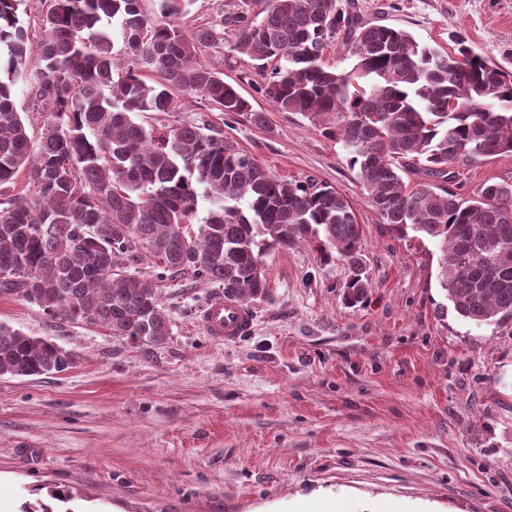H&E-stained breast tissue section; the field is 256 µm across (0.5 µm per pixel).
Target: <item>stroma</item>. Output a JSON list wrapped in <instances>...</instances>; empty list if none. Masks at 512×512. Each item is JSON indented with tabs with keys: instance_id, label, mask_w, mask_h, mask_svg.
<instances>
[{
	"instance_id": "1",
	"label": "stroma",
	"mask_w": 512,
	"mask_h": 512,
	"mask_svg": "<svg viewBox=\"0 0 512 512\" xmlns=\"http://www.w3.org/2000/svg\"><path fill=\"white\" fill-rule=\"evenodd\" d=\"M352 2L362 21L447 51L460 34L512 70V0ZM242 5L190 0L179 24L192 32ZM234 41L225 28L201 60L266 125L197 97L143 122L215 126L269 173L335 188L363 227L368 296L344 304V262L320 263L308 245L279 250L251 330L216 343L200 318L218 284L168 273L159 295L171 334L153 346L0 294L1 321L75 358L61 373L0 376V500L14 512L54 490L69 496L55 512H512V320L478 326L448 309L435 246L389 233L341 144L262 97L264 73ZM40 67L30 55L15 86L34 138ZM455 172L466 195L511 182L512 157Z\"/></svg>"
}]
</instances>
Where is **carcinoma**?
<instances>
[{
	"label": "carcinoma",
	"mask_w": 512,
	"mask_h": 512,
	"mask_svg": "<svg viewBox=\"0 0 512 512\" xmlns=\"http://www.w3.org/2000/svg\"><path fill=\"white\" fill-rule=\"evenodd\" d=\"M23 2L0 0V194L20 175L31 188L0 201V293L53 319L101 323L156 346L171 335L157 295L162 274L204 278L246 304L266 295L271 253L308 243L321 262L347 263V304L367 297L362 227L342 194L311 176L270 174L209 125L138 122L190 95L266 125L265 113L201 62L224 32L184 31L178 20L189 0H158V20L142 13L140 0H48L36 44ZM251 2L256 13L223 22L234 27L233 50L260 69L276 62L263 97L282 112L332 119L327 134L359 169L380 223L439 250L440 285L458 315L479 326L512 319V182H486L467 196L447 187L456 164L512 156V72L461 35L451 53L422 46L407 31L362 22L338 0ZM106 19L132 62L123 73ZM340 36L352 65L330 69L322 57ZM34 49L43 63L35 97L44 104L36 147L13 93ZM417 162L432 181H404ZM200 197L215 208L193 235L184 225ZM143 251L161 269L156 278L118 270ZM73 363L52 338L0 321V375L38 376Z\"/></svg>",
	"instance_id": "obj_1"
}]
</instances>
